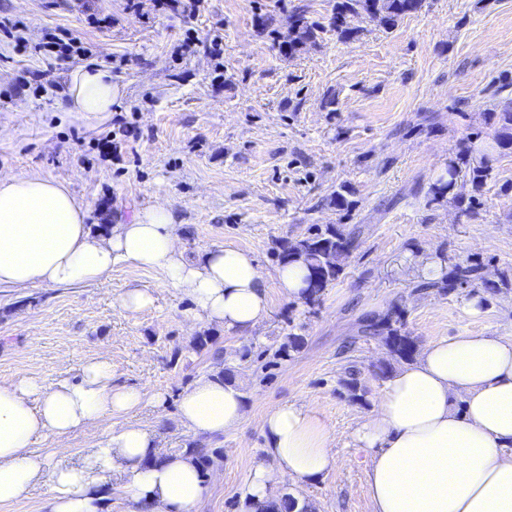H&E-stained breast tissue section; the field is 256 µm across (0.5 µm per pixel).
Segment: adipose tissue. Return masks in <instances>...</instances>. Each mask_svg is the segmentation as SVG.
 <instances>
[{"instance_id":"1","label":"adipose tissue","mask_w":512,"mask_h":512,"mask_svg":"<svg viewBox=\"0 0 512 512\" xmlns=\"http://www.w3.org/2000/svg\"><path fill=\"white\" fill-rule=\"evenodd\" d=\"M117 94L108 71L83 65L69 74L66 110L97 126L110 119ZM85 219L64 182L0 177V287L93 284L130 264L160 273L162 287L188 299L192 322L243 335L267 319L268 288L254 256L229 245L186 256L169 207L102 230ZM147 405L162 410L166 398L113 385L103 358L84 363L74 380L48 386L20 376L0 385V505L40 484L48 512H105L107 479L117 473L147 512H193L206 491L196 460L185 452L158 457L146 424L105 423ZM178 413L195 435L221 436L244 423V394L207 376L182 393ZM88 429L98 430V441L77 462L52 461L40 448ZM262 430L265 459L240 490L239 512H264L278 477L302 485L338 465L331 434L309 406L270 410ZM352 441L369 453L371 512H512V338L467 333L429 343L384 381Z\"/></svg>"}]
</instances>
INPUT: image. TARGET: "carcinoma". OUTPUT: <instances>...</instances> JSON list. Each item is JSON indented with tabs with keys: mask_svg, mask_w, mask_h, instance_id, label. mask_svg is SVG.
<instances>
[{
	"mask_svg": "<svg viewBox=\"0 0 512 512\" xmlns=\"http://www.w3.org/2000/svg\"><path fill=\"white\" fill-rule=\"evenodd\" d=\"M423 0H336L334 26L344 38L358 32L351 21L362 13L370 16L386 30L394 28L399 20L409 13L418 11ZM320 25L306 19L305 10L298 8L288 16V54H296L301 46L314 41ZM498 131L491 139L479 143L466 139L456 158L448 162V168L430 185L432 200L447 199L462 213L473 212L480 204L483 188L492 178L494 161L497 157L512 153V108L505 107L495 114ZM461 183L471 185V193L457 191ZM355 249V238L344 233L334 224L314 225L308 233L294 241L283 240L278 246V259L281 263L302 262L307 268L306 289L303 303L309 307L318 305L325 289L339 279L343 272L341 261ZM477 283L483 293L494 296L500 284L489 278L484 267L477 262L455 263L442 270L436 280L423 283L445 295L459 287ZM402 312L394 305L383 315L366 318L360 326V333L366 339L380 341L390 354L400 360L414 357V340L402 332ZM188 452L193 455L202 471H207L223 455L220 448H207L199 443L188 444Z\"/></svg>",
	"mask_w": 512,
	"mask_h": 512,
	"instance_id": "carcinoma-1",
	"label": "carcinoma"
}]
</instances>
